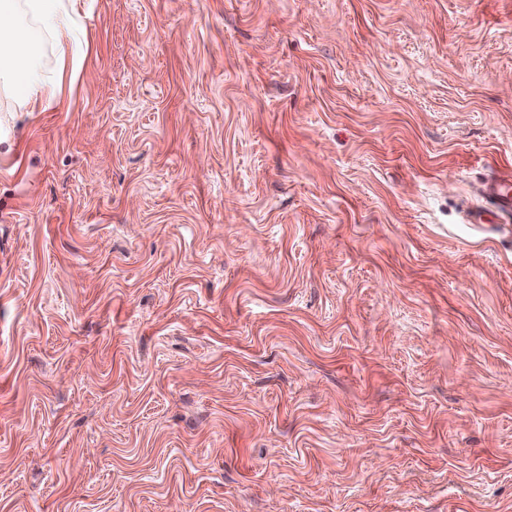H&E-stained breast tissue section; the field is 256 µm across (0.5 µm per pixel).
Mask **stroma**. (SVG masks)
<instances>
[{"label":"stroma","mask_w":512,"mask_h":512,"mask_svg":"<svg viewBox=\"0 0 512 512\" xmlns=\"http://www.w3.org/2000/svg\"><path fill=\"white\" fill-rule=\"evenodd\" d=\"M0 112V512H512V0H79ZM488 196L495 203L498 214L507 213L509 217L512 216V184L510 176L493 183L489 188Z\"/></svg>","instance_id":"35a3bbf8"}]
</instances>
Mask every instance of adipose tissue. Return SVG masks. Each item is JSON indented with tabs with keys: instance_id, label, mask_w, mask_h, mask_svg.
I'll return each instance as SVG.
<instances>
[{
	"instance_id": "1",
	"label": "adipose tissue",
	"mask_w": 512,
	"mask_h": 512,
	"mask_svg": "<svg viewBox=\"0 0 512 512\" xmlns=\"http://www.w3.org/2000/svg\"><path fill=\"white\" fill-rule=\"evenodd\" d=\"M77 0H0V110L50 107L58 79L42 71L45 37L77 27Z\"/></svg>"
}]
</instances>
